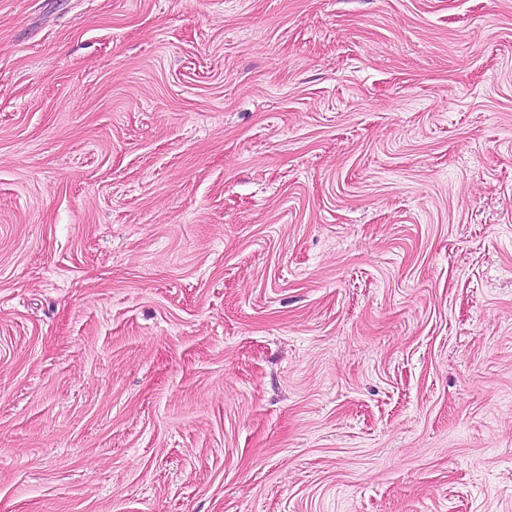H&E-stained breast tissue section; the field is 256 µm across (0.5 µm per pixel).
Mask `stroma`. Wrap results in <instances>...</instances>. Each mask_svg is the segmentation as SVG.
I'll return each mask as SVG.
<instances>
[{"instance_id": "1", "label": "stroma", "mask_w": 512, "mask_h": 512, "mask_svg": "<svg viewBox=\"0 0 512 512\" xmlns=\"http://www.w3.org/2000/svg\"><path fill=\"white\" fill-rule=\"evenodd\" d=\"M0 512H512V0H0Z\"/></svg>"}]
</instances>
